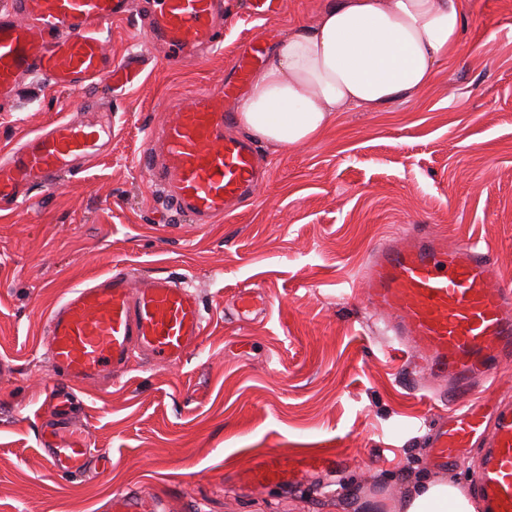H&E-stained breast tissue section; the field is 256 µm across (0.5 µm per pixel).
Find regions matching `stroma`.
<instances>
[{
  "instance_id": "1",
  "label": "stroma",
  "mask_w": 512,
  "mask_h": 512,
  "mask_svg": "<svg viewBox=\"0 0 512 512\" xmlns=\"http://www.w3.org/2000/svg\"><path fill=\"white\" fill-rule=\"evenodd\" d=\"M152 2L134 0L106 32L113 60L146 46ZM326 3L283 0L264 21L229 0L215 54L152 60L142 83L95 97L28 82L0 112V149L60 117L112 112L104 153L0 212V360L11 365L0 372V512H109L119 491L166 512H395L418 477L475 489L477 453L430 464L433 421L448 408L390 353L357 277L381 239L432 224L488 250L491 284L512 287V0H466L457 56L414 97L338 113L292 151L263 147L269 182L216 223L161 214L139 163L169 103L224 85L244 93L243 44L273 47ZM115 268L188 282L203 335L176 366L141 354L122 378L74 390L71 419L112 465L63 475L40 455L55 423L44 325L67 290ZM243 292L266 309L242 312ZM303 448L336 457L337 471L294 489L240 485L261 455Z\"/></svg>"
}]
</instances>
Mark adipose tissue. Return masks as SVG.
Returning a JSON list of instances; mask_svg holds the SVG:
<instances>
[{"label":"adipose tissue","mask_w":512,"mask_h":512,"mask_svg":"<svg viewBox=\"0 0 512 512\" xmlns=\"http://www.w3.org/2000/svg\"><path fill=\"white\" fill-rule=\"evenodd\" d=\"M465 0H330L316 22L281 36L237 111L280 151L317 139L337 113L372 111L423 90L460 44ZM398 512H477L459 483H411Z\"/></svg>","instance_id":"ef3b65f1"}]
</instances>
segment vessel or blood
Masks as SVG:
<instances>
[{
	"instance_id": "vessel-or-blood-1",
	"label": "vessel or blood",
	"mask_w": 512,
	"mask_h": 512,
	"mask_svg": "<svg viewBox=\"0 0 512 512\" xmlns=\"http://www.w3.org/2000/svg\"><path fill=\"white\" fill-rule=\"evenodd\" d=\"M132 0H9L0 8V107L15 101L25 80L43 79L55 90H91L115 77L133 83L145 71L139 55L113 61L102 35L125 18ZM224 0H156L147 34L181 62L215 49ZM225 91H200L145 140L142 160L154 175L162 205L194 224H213L231 202L258 185L259 152L247 138L228 135L235 113ZM112 137L96 121L62 119L0 157V210L26 198L30 188L59 186L63 175L98 157ZM491 257L470 243L448 244L429 225L415 224L399 240L379 244L361 275L365 299L386 314L393 345L405 348L449 398L467 407L433 431L436 466L456 460V449L483 448L477 491L484 512H512V405L481 413L470 398L503 364L512 363V291L490 288ZM204 330L194 291L167 277L133 285L114 270L68 290L46 319L44 341L55 375L68 387L127 369L136 352L169 365L182 362ZM51 469L78 474L91 448L74 431L50 429ZM322 453L291 459L270 455L239 476L242 485L294 487L335 469ZM111 512H159L147 495L116 493Z\"/></svg>"
}]
</instances>
